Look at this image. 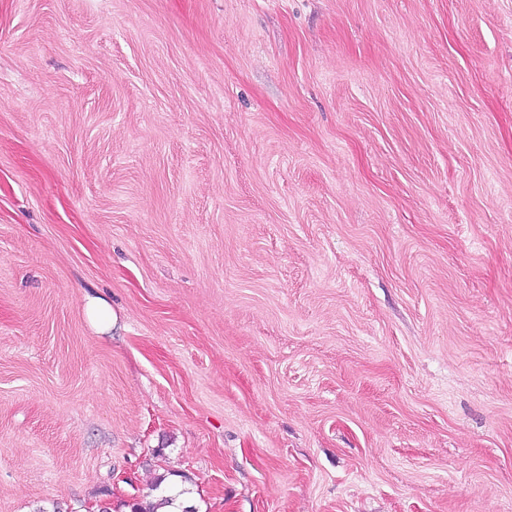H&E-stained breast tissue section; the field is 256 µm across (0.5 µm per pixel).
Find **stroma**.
<instances>
[{"label":"stroma","mask_w":512,"mask_h":512,"mask_svg":"<svg viewBox=\"0 0 512 512\" xmlns=\"http://www.w3.org/2000/svg\"><path fill=\"white\" fill-rule=\"evenodd\" d=\"M159 481L512 512V0H0V512Z\"/></svg>","instance_id":"obj_1"}]
</instances>
